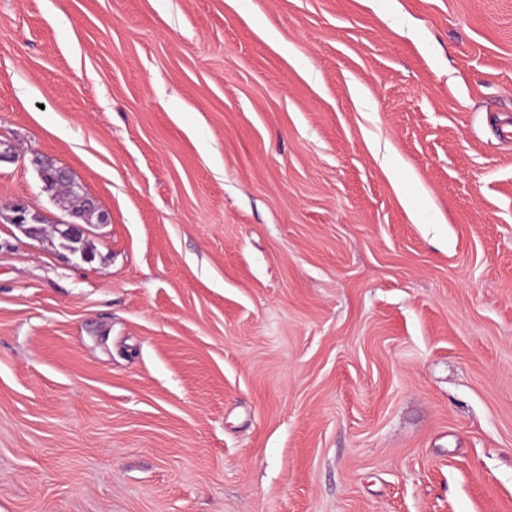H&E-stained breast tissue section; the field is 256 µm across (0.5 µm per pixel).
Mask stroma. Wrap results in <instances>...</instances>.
I'll list each match as a JSON object with an SVG mask.
<instances>
[{
  "instance_id": "1",
  "label": "stroma",
  "mask_w": 512,
  "mask_h": 512,
  "mask_svg": "<svg viewBox=\"0 0 512 512\" xmlns=\"http://www.w3.org/2000/svg\"><path fill=\"white\" fill-rule=\"evenodd\" d=\"M0 512H512V0H0ZM55 192L60 194L59 201L66 207L65 210L67 213L71 210L78 211L83 209L89 197L83 188L75 182L72 176L70 181L61 183L56 188ZM3 207H6L11 212V216L9 218L10 223L13 224L27 238H33L34 226L32 224H54L53 221L50 222L37 213L35 215L36 221L32 224H29V220L31 219V211L29 210L28 205L22 200L11 201L4 206L1 205V209Z\"/></svg>"
}]
</instances>
